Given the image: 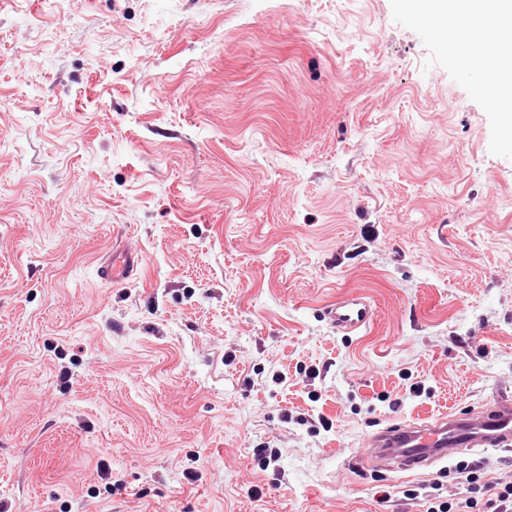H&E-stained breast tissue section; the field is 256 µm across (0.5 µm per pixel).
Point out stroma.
Instances as JSON below:
<instances>
[{
    "mask_svg": "<svg viewBox=\"0 0 512 512\" xmlns=\"http://www.w3.org/2000/svg\"><path fill=\"white\" fill-rule=\"evenodd\" d=\"M75 2L0 0L7 512H427L512 483V449L472 484L350 464L512 387V160L390 0ZM116 244L143 261L114 286ZM352 293L376 316L342 336ZM326 316L337 334L350 336L372 323L375 310L371 302L363 297L344 296L327 306Z\"/></svg>",
    "mask_w": 512,
    "mask_h": 512,
    "instance_id": "1",
    "label": "stroma"
}]
</instances>
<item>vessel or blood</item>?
I'll list each match as a JSON object with an SVG mask.
<instances>
[{
	"label": "vessel or blood",
	"mask_w": 512,
	"mask_h": 512,
	"mask_svg": "<svg viewBox=\"0 0 512 512\" xmlns=\"http://www.w3.org/2000/svg\"><path fill=\"white\" fill-rule=\"evenodd\" d=\"M141 263L140 253L116 247L96 274L106 282L118 284L135 277ZM326 316L337 334L350 336L372 323L375 310L365 298L345 296L327 306ZM489 403V410L480 414H448L422 424L392 423L380 428L369 436V451L359 456L357 463L369 467L380 459L388 470L412 472L464 450L512 446V395L493 389Z\"/></svg>",
	"instance_id": "vessel-or-blood-1"
}]
</instances>
